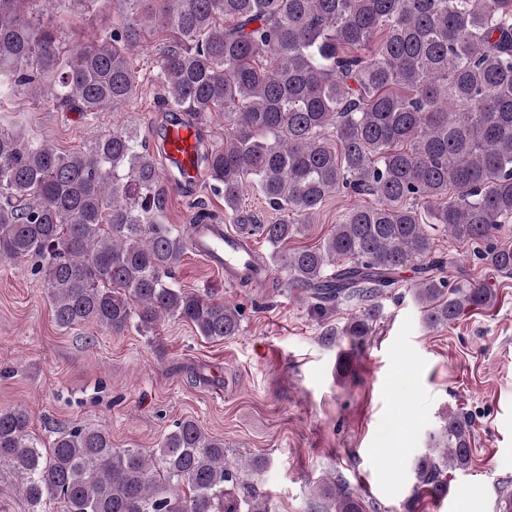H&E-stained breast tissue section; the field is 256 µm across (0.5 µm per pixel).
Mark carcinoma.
<instances>
[{"label": "carcinoma", "mask_w": 512, "mask_h": 512, "mask_svg": "<svg viewBox=\"0 0 512 512\" xmlns=\"http://www.w3.org/2000/svg\"><path fill=\"white\" fill-rule=\"evenodd\" d=\"M32 0H0V98L36 89L73 112L117 109L136 94L129 54L150 25L163 34L167 103L198 123L224 115V146L199 148L234 224L256 189L279 213L255 231L288 270V287L325 316L358 312L336 340L364 345L378 298L409 288L429 329L490 310L497 292L478 278L450 284L455 257L436 233L477 247L493 274L512 277V0H123L109 38L68 49L27 16ZM370 198L311 248L281 247L337 194ZM165 202L155 154L132 129L62 153L0 128V264H31L61 329L93 322L115 335L184 321L213 340L235 336L239 310L171 275L184 234L155 222ZM242 288L264 282L232 270ZM443 449L419 457L416 490L448 493V471L472 463L473 424L448 412ZM17 474L28 512H270L266 461L224 456V440L192 419L157 448H114L78 426L45 445L23 408L0 413V468ZM331 512H366L348 489L325 485Z\"/></svg>", "instance_id": "cac0c4a2"}]
</instances>
